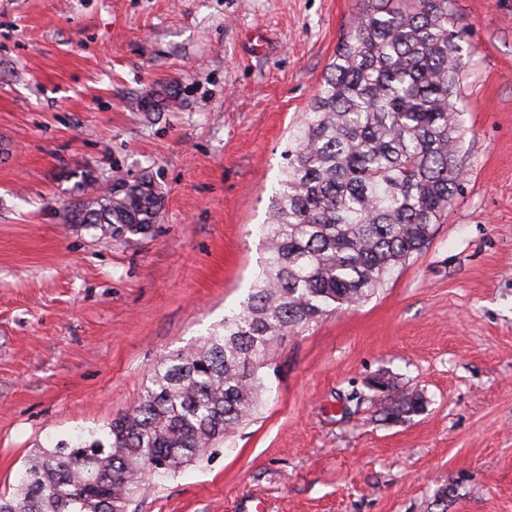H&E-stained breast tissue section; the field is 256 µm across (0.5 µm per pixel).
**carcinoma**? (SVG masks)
Returning <instances> with one entry per match:
<instances>
[{
	"label": "carcinoma",
	"instance_id": "carcinoma-1",
	"mask_svg": "<svg viewBox=\"0 0 512 512\" xmlns=\"http://www.w3.org/2000/svg\"><path fill=\"white\" fill-rule=\"evenodd\" d=\"M462 30L448 0H358L303 120L261 232L268 257L238 312L155 365L139 405L106 437L78 434L31 455L0 512H128L255 418L260 370L280 337L364 302L430 244L464 173L456 98ZM72 224L141 234L164 204L151 181L94 190L79 173ZM418 397L382 406L398 419Z\"/></svg>",
	"mask_w": 512,
	"mask_h": 512
}]
</instances>
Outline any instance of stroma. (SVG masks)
<instances>
[{
  "label": "stroma",
  "mask_w": 512,
  "mask_h": 512,
  "mask_svg": "<svg viewBox=\"0 0 512 512\" xmlns=\"http://www.w3.org/2000/svg\"><path fill=\"white\" fill-rule=\"evenodd\" d=\"M461 189L370 300L280 338L254 421L136 512H512V0H450ZM356 0H0V493L238 310ZM152 179L144 233L74 175ZM420 395L385 419L368 383ZM447 501H439V491ZM82 185L81 198L67 207V219L71 224H94L112 235L141 234L159 220L164 204L161 191L146 187L151 180L129 183L116 190L115 185L126 182L122 177L113 178L102 191H94L95 184L90 173H79Z\"/></svg>",
  "instance_id": "35a3bbf8"
}]
</instances>
